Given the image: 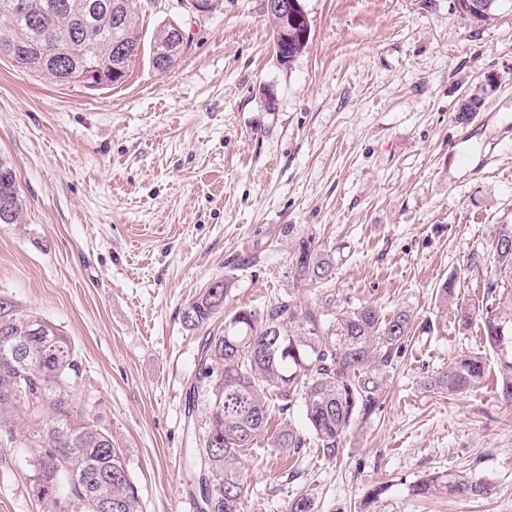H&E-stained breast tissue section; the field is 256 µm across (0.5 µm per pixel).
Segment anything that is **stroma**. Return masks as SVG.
Wrapping results in <instances>:
<instances>
[{"instance_id":"1","label":"stroma","mask_w":512,"mask_h":512,"mask_svg":"<svg viewBox=\"0 0 512 512\" xmlns=\"http://www.w3.org/2000/svg\"><path fill=\"white\" fill-rule=\"evenodd\" d=\"M454 3L302 0L308 45L284 66L264 0H224L204 17L137 0L144 44L175 22L189 48L164 73L142 52L123 83L96 90L0 59V156L24 201L21 223L0 224V296L70 337L78 392L126 446L145 512L198 497L185 398L203 332L181 312L213 281L234 279L226 310L262 309L291 292L294 250L312 235L336 250L339 298L408 306L421 321L451 275L480 295L488 243L512 224V0L487 21ZM488 75L495 92L460 120L462 95ZM480 343L450 326L414 337L336 462L259 441L242 458L241 512H283L305 490L318 512H512L504 355L488 353L466 393L422 386ZM25 453L23 438L0 442V512H43ZM436 473L494 493L414 496ZM377 482L387 491L374 501Z\"/></svg>"}]
</instances>
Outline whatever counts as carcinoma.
Returning a JSON list of instances; mask_svg holds the SVG:
<instances>
[{"instance_id": "1", "label": "carcinoma", "mask_w": 512, "mask_h": 512, "mask_svg": "<svg viewBox=\"0 0 512 512\" xmlns=\"http://www.w3.org/2000/svg\"><path fill=\"white\" fill-rule=\"evenodd\" d=\"M274 28H288V62L309 39L300 24L273 17ZM178 33L169 23L154 35L151 63L171 49ZM17 44L6 54L22 73H48L65 84L77 82L89 55L112 85L122 81L143 49L133 0H0V47ZM495 81L469 90L457 112L478 106L494 91ZM23 204L11 163L0 159V224H19ZM512 224H500L489 246L495 265L485 276L482 298L459 297L465 284L457 276L444 280L435 300L441 317L461 334L477 328L484 349L512 350V302L499 289L512 283ZM293 291L261 311L241 307L224 313L234 281L209 284L182 311L188 330L204 326V336L188 410L201 412L197 446L189 465L197 473L199 512H240L246 486L243 452L268 435L280 417L270 447L293 456L311 447L333 461L342 440L357 422L377 410L379 390L397 366L416 332L441 333L437 321L414 324L411 309L387 315L371 302L321 299L303 303L299 295L329 281L335 251L302 239L295 251ZM224 314V325L213 323ZM485 354L470 351L424 381L426 389L450 396L462 394L485 378ZM81 363L68 336L38 314L18 316L0 299V441L27 435L26 457L32 495L44 512H143L130 460L94 402L75 399ZM502 397L512 401V361L496 380ZM299 405L307 428L297 429L284 414ZM418 496L448 492L486 496L491 486L466 475H429L413 486ZM286 512H318L313 494L304 491L288 501Z\"/></svg>"}]
</instances>
